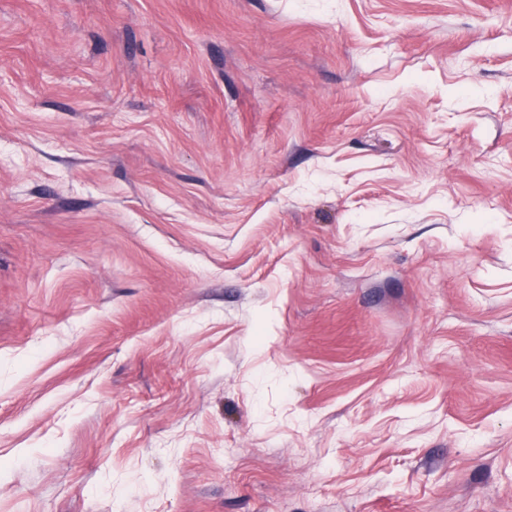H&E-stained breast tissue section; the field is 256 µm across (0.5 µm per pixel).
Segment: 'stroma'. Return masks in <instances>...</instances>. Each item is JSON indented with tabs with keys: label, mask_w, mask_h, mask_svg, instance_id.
Returning a JSON list of instances; mask_svg holds the SVG:
<instances>
[{
	"label": "stroma",
	"mask_w": 512,
	"mask_h": 512,
	"mask_svg": "<svg viewBox=\"0 0 512 512\" xmlns=\"http://www.w3.org/2000/svg\"><path fill=\"white\" fill-rule=\"evenodd\" d=\"M0 512H512V0H0Z\"/></svg>",
	"instance_id": "35a3bbf8"
}]
</instances>
